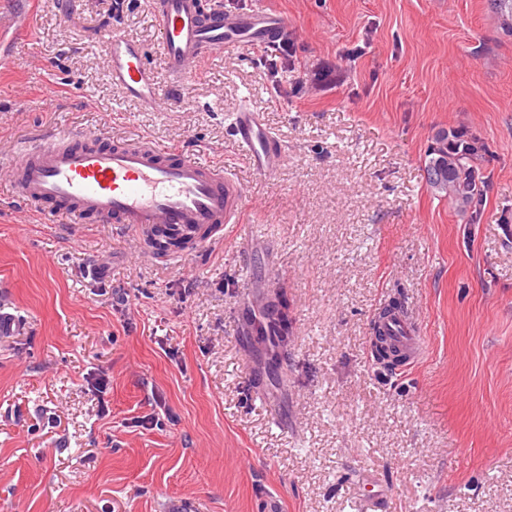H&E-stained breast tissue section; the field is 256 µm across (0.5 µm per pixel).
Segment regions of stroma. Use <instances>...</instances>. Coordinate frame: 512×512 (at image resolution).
I'll return each mask as SVG.
<instances>
[{
    "label": "stroma",
    "mask_w": 512,
    "mask_h": 512,
    "mask_svg": "<svg viewBox=\"0 0 512 512\" xmlns=\"http://www.w3.org/2000/svg\"><path fill=\"white\" fill-rule=\"evenodd\" d=\"M61 2L0 0V168L58 129L189 143L240 180L243 223L159 256L36 221L0 177V512H512V29L490 0H222L282 14L296 64L339 77L311 95L275 48L227 49L154 111L90 40L114 21L168 80L153 0ZM244 107L283 146L270 175L236 144ZM446 129L482 147L479 221L427 183ZM278 292L274 370L243 312ZM393 297L425 339L405 374L370 347Z\"/></svg>",
    "instance_id": "35a3bbf8"
}]
</instances>
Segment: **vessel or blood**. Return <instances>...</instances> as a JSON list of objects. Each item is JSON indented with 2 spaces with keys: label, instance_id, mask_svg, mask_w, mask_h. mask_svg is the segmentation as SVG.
<instances>
[{
  "label": "vessel or blood",
  "instance_id": "b4317fda",
  "mask_svg": "<svg viewBox=\"0 0 512 512\" xmlns=\"http://www.w3.org/2000/svg\"><path fill=\"white\" fill-rule=\"evenodd\" d=\"M153 25L170 84H163L147 61V50L112 24L94 39L113 87L126 97L156 108L177 102L175 87L188 84L195 68L228 48L273 43L286 29L285 17L272 11L225 12L203 0H156ZM239 146L253 172L270 173L281 158V144L249 109L233 122ZM11 201L42 216L66 215L136 229L148 236L156 228L192 229L199 247L225 225L240 221L242 187L223 162L161 144L150 137L104 143L95 134L59 132L35 147H23L8 167ZM385 330L403 349L420 350L419 332L399 316Z\"/></svg>",
  "mask_w": 512,
  "mask_h": 512
}]
</instances>
